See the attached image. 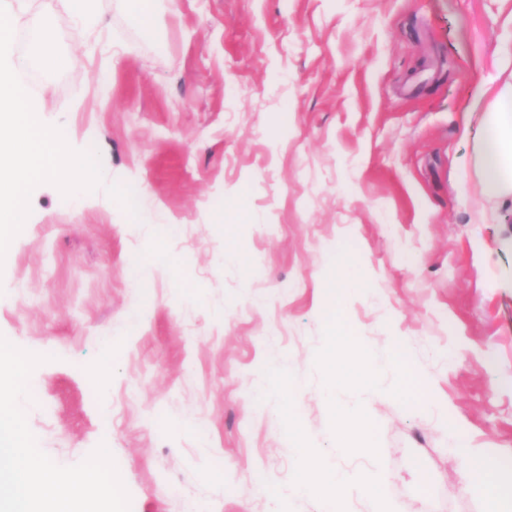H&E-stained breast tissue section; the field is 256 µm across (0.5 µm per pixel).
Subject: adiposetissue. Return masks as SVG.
Masks as SVG:
<instances>
[{"instance_id": "adipose-tissue-1", "label": "adipose tissue", "mask_w": 512, "mask_h": 512, "mask_svg": "<svg viewBox=\"0 0 512 512\" xmlns=\"http://www.w3.org/2000/svg\"><path fill=\"white\" fill-rule=\"evenodd\" d=\"M476 165L485 195L512 199V79L492 95L484 134L476 144ZM330 318L331 345L353 365L351 375L342 378V385L362 386L388 371L392 374L389 397L399 398L411 393L415 367L399 353V337L390 339L393 351L390 365L370 364L361 359L356 337L345 331L340 309L331 310ZM300 392L299 386L284 384L275 368L262 374L258 386V396L263 403L287 410L292 419L299 411ZM381 484L380 472L343 470L312 456L306 449L302 452L299 476L286 484L268 482L267 493L275 504L290 496L316 498L321 503L322 512H347L349 503L364 495L370 500L369 512H400L395 502L383 498Z\"/></svg>"}]
</instances>
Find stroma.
<instances>
[{"label": "stroma", "instance_id": "35a3bbf8", "mask_svg": "<svg viewBox=\"0 0 512 512\" xmlns=\"http://www.w3.org/2000/svg\"><path fill=\"white\" fill-rule=\"evenodd\" d=\"M96 10L91 51L61 0H26L40 36L9 53L105 181L35 188L0 263V335L46 358L23 406L39 447L70 466L106 444L131 512H271L254 475L293 478L303 443L380 469L401 512H512L448 446L512 462V200L482 195L473 149L480 87L512 76V0H153L149 35L123 0ZM346 268L365 360L400 337L423 381L338 393L368 406L373 455L337 452L326 400ZM278 365L303 386L293 428L257 398Z\"/></svg>", "mask_w": 512, "mask_h": 512}]
</instances>
